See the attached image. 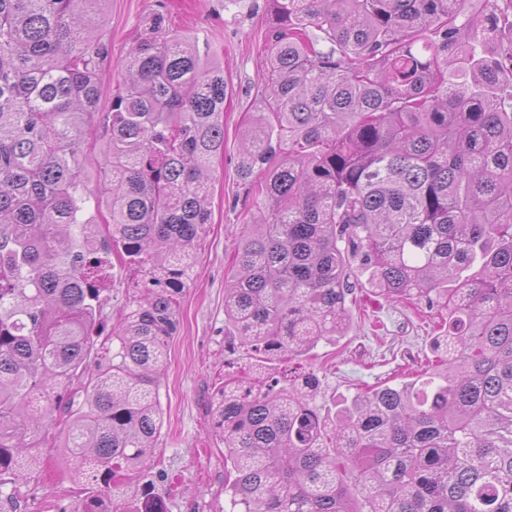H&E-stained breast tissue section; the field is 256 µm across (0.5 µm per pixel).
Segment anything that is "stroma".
Instances as JSON below:
<instances>
[{
    "label": "stroma",
    "mask_w": 512,
    "mask_h": 512,
    "mask_svg": "<svg viewBox=\"0 0 512 512\" xmlns=\"http://www.w3.org/2000/svg\"><path fill=\"white\" fill-rule=\"evenodd\" d=\"M170 31L198 39L221 62L233 92L224 104V152L211 166L208 234L198 249L192 281L178 308L179 324L168 346L161 377L164 424L154 450L149 479L164 512H229L224 492V446L211 428L210 403L224 383L267 375L286 380L316 374L321 383L317 407L334 413L338 404L385 382L406 380L434 356L433 341L445 335L448 316L418 301L395 302L359 282L348 306L351 327L333 343H320L302 356L264 358L224 334V286L235 265L243 224L251 218L247 185L235 171L240 130L261 107L265 88L259 78L267 48V0H106L102 34L109 56L102 68L98 109L110 111L118 66L143 37L156 13ZM100 132L85 145L82 179L92 193L89 213L97 223L110 219L102 189ZM40 498L29 512H45L43 497L75 500L76 484L58 452L43 451Z\"/></svg>",
    "instance_id": "stroma-1"
}]
</instances>
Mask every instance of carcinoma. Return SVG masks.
Returning <instances> with one entry per match:
<instances>
[{
	"instance_id": "cac0c4a2",
	"label": "carcinoma",
	"mask_w": 512,
	"mask_h": 512,
	"mask_svg": "<svg viewBox=\"0 0 512 512\" xmlns=\"http://www.w3.org/2000/svg\"><path fill=\"white\" fill-rule=\"evenodd\" d=\"M105 0H0V501L24 512L39 448L116 504L163 427L160 380L209 224L224 67L157 14L96 112ZM262 110L242 134L254 194L224 326L307 354L350 326L359 276L448 312L445 357L323 416L320 383L224 384L212 404L233 512H512V0H269ZM102 125L112 222L84 217ZM133 271L93 337L111 256Z\"/></svg>"
}]
</instances>
